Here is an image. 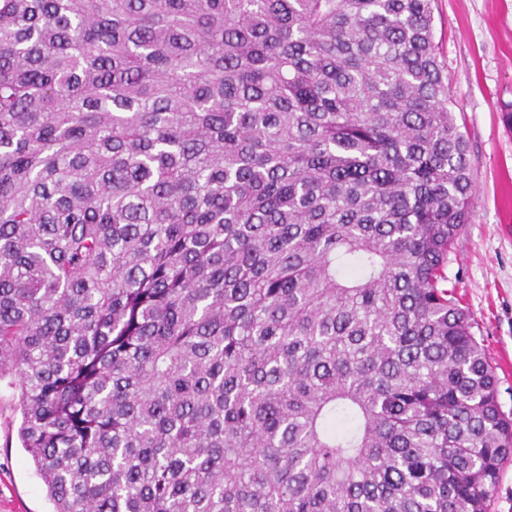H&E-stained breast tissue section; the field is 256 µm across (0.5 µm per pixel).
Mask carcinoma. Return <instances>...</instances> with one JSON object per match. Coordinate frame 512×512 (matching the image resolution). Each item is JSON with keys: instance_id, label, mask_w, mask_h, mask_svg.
Returning <instances> with one entry per match:
<instances>
[{"instance_id": "obj_1", "label": "carcinoma", "mask_w": 512, "mask_h": 512, "mask_svg": "<svg viewBox=\"0 0 512 512\" xmlns=\"http://www.w3.org/2000/svg\"><path fill=\"white\" fill-rule=\"evenodd\" d=\"M434 0H0V382L53 512H489Z\"/></svg>"}]
</instances>
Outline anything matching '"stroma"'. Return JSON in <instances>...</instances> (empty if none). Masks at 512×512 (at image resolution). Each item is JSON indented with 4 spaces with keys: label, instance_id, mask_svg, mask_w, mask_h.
<instances>
[{
    "label": "stroma",
    "instance_id": "1",
    "mask_svg": "<svg viewBox=\"0 0 512 512\" xmlns=\"http://www.w3.org/2000/svg\"><path fill=\"white\" fill-rule=\"evenodd\" d=\"M435 40L477 182L470 222L448 256V278L469 310L512 413V0H437ZM0 384V512H52L21 447L20 414Z\"/></svg>",
    "mask_w": 512,
    "mask_h": 512
}]
</instances>
